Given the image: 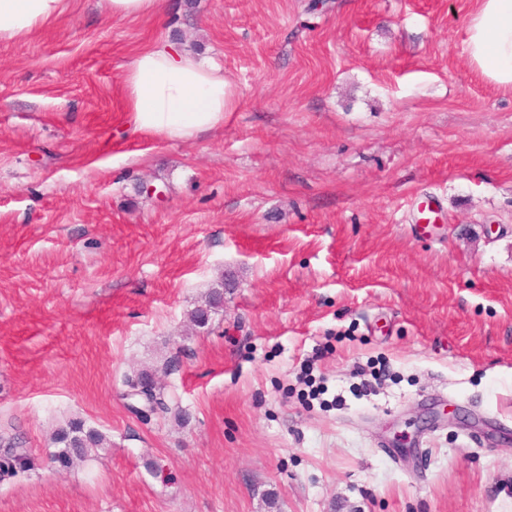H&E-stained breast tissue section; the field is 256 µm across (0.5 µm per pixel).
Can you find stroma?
<instances>
[{
    "mask_svg": "<svg viewBox=\"0 0 512 512\" xmlns=\"http://www.w3.org/2000/svg\"><path fill=\"white\" fill-rule=\"evenodd\" d=\"M164 3L0 41V430L32 459L0 512H512V87L467 55L479 0ZM160 40L223 66V127L136 129ZM173 357L142 421L124 381ZM72 418L106 446L63 469ZM220 288H224L223 282L218 284V287L211 289L205 296L203 303L191 312V320L196 327L204 328L201 323H203L202 317L205 310L215 314L218 311L217 309L221 307L223 296L222 291L219 290Z\"/></svg>",
    "mask_w": 512,
    "mask_h": 512,
    "instance_id": "stroma-1",
    "label": "stroma"
}]
</instances>
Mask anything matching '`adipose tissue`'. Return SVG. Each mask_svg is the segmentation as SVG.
<instances>
[{"label":"adipose tissue","instance_id":"obj_1","mask_svg":"<svg viewBox=\"0 0 512 512\" xmlns=\"http://www.w3.org/2000/svg\"><path fill=\"white\" fill-rule=\"evenodd\" d=\"M64 0H0V41L30 35L61 13ZM466 51L493 83L512 85V0H479L466 28ZM126 98L137 129L170 141L194 138L224 123L223 69L192 50L159 44L131 61Z\"/></svg>","mask_w":512,"mask_h":512}]
</instances>
